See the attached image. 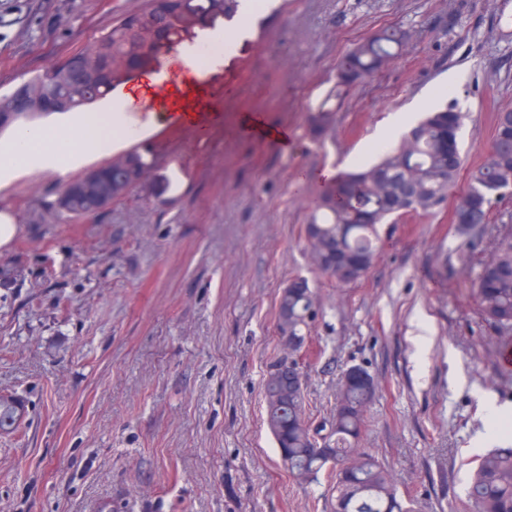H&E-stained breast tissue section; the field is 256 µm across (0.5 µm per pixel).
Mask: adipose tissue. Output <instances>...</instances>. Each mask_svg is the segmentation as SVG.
<instances>
[{"mask_svg":"<svg viewBox=\"0 0 512 512\" xmlns=\"http://www.w3.org/2000/svg\"><path fill=\"white\" fill-rule=\"evenodd\" d=\"M121 101L112 98L101 112L100 124H91L89 113H71L48 127L21 128L0 147V181L24 173L62 172V158L76 161L90 153H108L114 140L131 137L136 129L120 111Z\"/></svg>","mask_w":512,"mask_h":512,"instance_id":"ef3b65f1","label":"adipose tissue"}]
</instances>
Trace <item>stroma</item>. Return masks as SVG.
I'll use <instances>...</instances> for the list:
<instances>
[{"mask_svg":"<svg viewBox=\"0 0 512 512\" xmlns=\"http://www.w3.org/2000/svg\"><path fill=\"white\" fill-rule=\"evenodd\" d=\"M206 75L184 55L197 30L148 73L117 86L138 145L159 158L146 180L98 217L48 209L69 181L107 163L0 185L19 232L0 247V396L22 398L0 430V512H325V478L282 463L265 422L264 380L284 349L281 289L315 293L302 364L320 420L341 374L378 384L362 447L392 473L413 512H469L467 486L485 452L484 397L512 410V330L481 318L472 282L512 195L469 240L452 222L456 191L427 215L379 227L365 278L336 285L310 259L300 228L322 185L367 154L395 112L445 104L453 85L467 119L465 168L485 157L498 112L512 109V0H274ZM145 0H0V91L51 66ZM388 25L410 45L356 87L333 129L306 116L326 98L338 60Z\"/></svg>","mask_w":512,"mask_h":512,"instance_id":"35a3bbf8","label":"stroma"}]
</instances>
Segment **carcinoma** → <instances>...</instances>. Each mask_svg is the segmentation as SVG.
Here are the masks:
<instances>
[{
	"mask_svg": "<svg viewBox=\"0 0 512 512\" xmlns=\"http://www.w3.org/2000/svg\"><path fill=\"white\" fill-rule=\"evenodd\" d=\"M181 0H148L139 11L121 14L90 45L82 47L51 67L0 94V130L13 128L10 104L22 94L40 117L64 112H84L108 99L119 79L112 72V58L125 60L126 69H139L158 41L173 33L181 17ZM189 0L188 7L214 20H231L239 0ZM412 38L402 25L378 29L357 42L339 60L327 98L308 114L310 132L322 136L334 123L336 112L350 92L381 71ZM99 61L96 81L78 79L81 61ZM462 113L454 105L432 108L395 148L376 150V158L352 171L342 172L321 191L300 236L308 244L319 271L341 285L361 281L378 251L377 225L396 224L407 215L429 213L456 185L462 166L458 131ZM129 164L93 173L102 192L115 199L128 196L136 185L130 174L151 168L149 153L131 148L120 154ZM512 190V110L498 113L491 146L481 163L472 167L466 189L457 199L452 221L466 235L479 234L491 223V211L500 190ZM65 203L50 204L58 218L71 221L91 214L86 207L83 182L67 184ZM481 315L490 326L512 328V231L500 235L490 259L473 281ZM313 292L309 285L281 293L277 327L280 335L298 341L289 354L298 379L283 380L276 362L264 382L266 421L280 457L299 479L326 474L335 498L329 512H411L398 499L390 472L366 448L358 447L365 415L376 396V385L362 384L346 370L340 380L336 404L329 414L314 422L306 412V387L296 355L305 347L312 319ZM14 403L0 398V429L16 425ZM472 512H512V446L489 450L477 462L467 489Z\"/></svg>",
	"mask_w": 512,
	"mask_h": 512,
	"instance_id": "1",
	"label": "carcinoma"
}]
</instances>
